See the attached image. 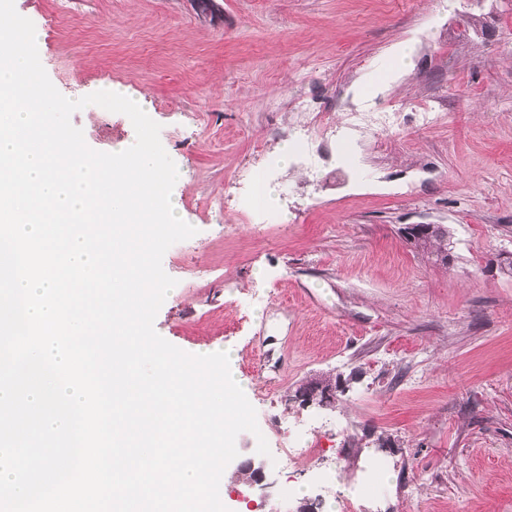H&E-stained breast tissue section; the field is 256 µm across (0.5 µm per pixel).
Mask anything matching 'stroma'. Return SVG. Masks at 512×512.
<instances>
[{
    "label": "stroma",
    "mask_w": 512,
    "mask_h": 512,
    "mask_svg": "<svg viewBox=\"0 0 512 512\" xmlns=\"http://www.w3.org/2000/svg\"><path fill=\"white\" fill-rule=\"evenodd\" d=\"M14 2L57 90L127 86L182 174L196 233L163 256L176 289L154 328L234 352L271 452L266 486L225 469L229 512H367L369 456L377 512H512V0ZM373 109L407 134L316 133L282 157L297 124ZM71 121L100 152L136 138L95 105ZM262 169L256 213L245 178ZM417 223L448 225L447 265L410 251ZM329 373L336 406L293 400ZM310 447L313 465L287 455Z\"/></svg>",
    "instance_id": "obj_1"
}]
</instances>
